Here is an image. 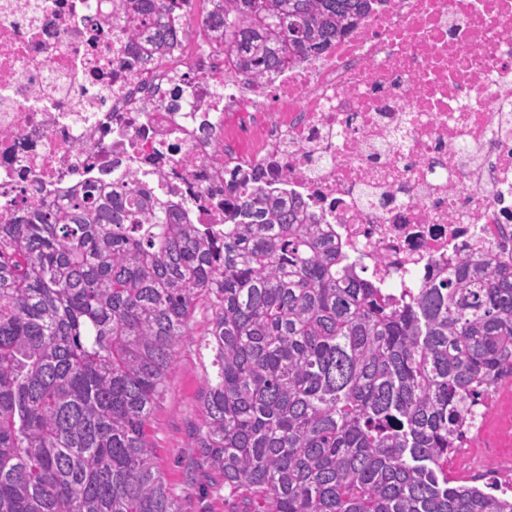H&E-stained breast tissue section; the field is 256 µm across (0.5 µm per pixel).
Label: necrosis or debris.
Listing matches in <instances>:
<instances>
[{"instance_id":"1","label":"necrosis or debris","mask_w":512,"mask_h":512,"mask_svg":"<svg viewBox=\"0 0 512 512\" xmlns=\"http://www.w3.org/2000/svg\"><path fill=\"white\" fill-rule=\"evenodd\" d=\"M176 0H0V223L136 179L191 224L255 188L320 225L379 287L464 255L512 266V0H378L320 54L247 80ZM496 429H489V422ZM512 447L490 392L458 445ZM132 3L129 16L130 31L149 30L156 14L161 13L164 0H127Z\"/></svg>"}]
</instances>
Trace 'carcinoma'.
I'll use <instances>...</instances> for the list:
<instances>
[{
    "label": "carcinoma",
    "instance_id": "obj_1",
    "mask_svg": "<svg viewBox=\"0 0 512 512\" xmlns=\"http://www.w3.org/2000/svg\"><path fill=\"white\" fill-rule=\"evenodd\" d=\"M145 31L163 0H129ZM239 72L306 59L374 0H222ZM201 343L191 486L230 512H512L449 485L448 455L512 367V267L493 254L396 298L260 191L224 231L135 182L0 224V512H191L145 428Z\"/></svg>",
    "mask_w": 512,
    "mask_h": 512
}]
</instances>
